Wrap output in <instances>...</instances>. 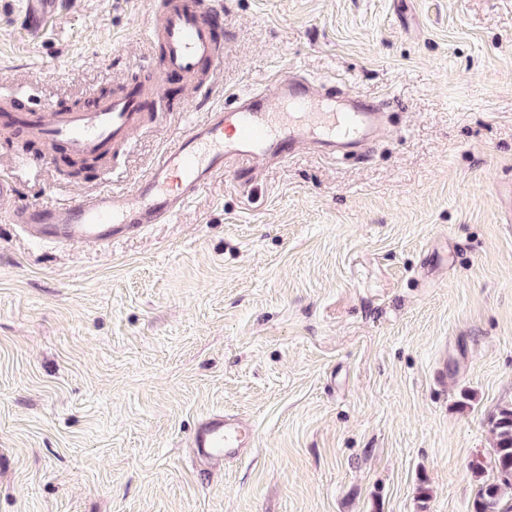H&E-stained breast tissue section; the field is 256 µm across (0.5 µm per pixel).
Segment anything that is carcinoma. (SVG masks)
I'll list each match as a JSON object with an SVG mask.
<instances>
[{"mask_svg": "<svg viewBox=\"0 0 512 512\" xmlns=\"http://www.w3.org/2000/svg\"><path fill=\"white\" fill-rule=\"evenodd\" d=\"M495 435L493 467L496 480L479 487L474 512H512V403L499 407L491 419Z\"/></svg>", "mask_w": 512, "mask_h": 512, "instance_id": "carcinoma-1", "label": "carcinoma"}]
</instances>
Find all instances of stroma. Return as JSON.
<instances>
[{"instance_id":"obj_1","label":"stroma","mask_w":512,"mask_h":512,"mask_svg":"<svg viewBox=\"0 0 512 512\" xmlns=\"http://www.w3.org/2000/svg\"><path fill=\"white\" fill-rule=\"evenodd\" d=\"M223 2L206 97L166 74L154 0H64L29 42L0 0V89L70 109L146 60L168 106L80 172L0 145L23 196L129 189L201 100L276 72L390 98L397 133L224 174L106 250L0 223V512H473L512 401V0ZM220 408L256 444L208 467L187 441Z\"/></svg>"}]
</instances>
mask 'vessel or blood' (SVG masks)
I'll return each instance as SVG.
<instances>
[{
	"label": "vessel or blood",
	"mask_w": 512,
	"mask_h": 512,
	"mask_svg": "<svg viewBox=\"0 0 512 512\" xmlns=\"http://www.w3.org/2000/svg\"><path fill=\"white\" fill-rule=\"evenodd\" d=\"M58 0H26L27 35L47 31ZM224 20L223 0H156L149 37L168 70L211 87L209 71L221 64L224 44L215 30ZM272 92L239 94L232 106H207L205 122L188 123L176 143L163 150L133 190L104 188L76 202L24 203L15 184L0 175V222L36 245L107 249L116 240L177 217L196 194L225 172L246 173L259 162L290 159L299 148L332 159L360 157L383 128L387 100L333 91L327 82L295 72L274 79ZM160 81L78 109L62 110L31 96L0 98V128L46 148L93 158L124 149L152 123L150 102H162ZM194 454L230 461L255 443L252 425L238 415L215 411L201 417L189 438Z\"/></svg>",
	"instance_id": "b4317fda"
}]
</instances>
